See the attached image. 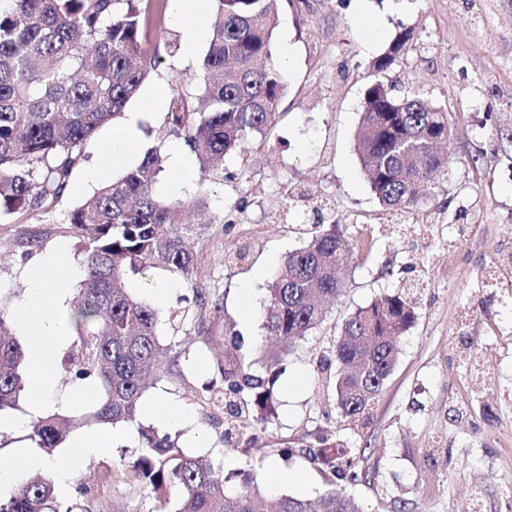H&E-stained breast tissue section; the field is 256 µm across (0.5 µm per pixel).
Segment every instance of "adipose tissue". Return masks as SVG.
I'll return each mask as SVG.
<instances>
[{"label":"adipose tissue","instance_id":"obj_1","mask_svg":"<svg viewBox=\"0 0 512 512\" xmlns=\"http://www.w3.org/2000/svg\"><path fill=\"white\" fill-rule=\"evenodd\" d=\"M171 3L177 23L185 29V47L194 49L205 33L207 0H171ZM138 134V114L133 111L125 127L103 145L98 158L89 166L87 181H96L112 167L127 162ZM77 275L76 264L64 251L41 257L29 279L25 298L16 310L26 359L29 411L35 416L41 415L49 405V394L57 379L56 360L69 340L61 305L66 288ZM112 439L113 433L108 428L91 429L72 438L65 466L52 474L58 495L69 493L74 471L109 447ZM45 469L42 451L28 444L16 445L10 457L0 461V487L14 485L22 476Z\"/></svg>","mask_w":512,"mask_h":512}]
</instances>
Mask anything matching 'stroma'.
Returning <instances> with one entry per match:
<instances>
[{"label": "stroma", "mask_w": 512, "mask_h": 512, "mask_svg": "<svg viewBox=\"0 0 512 512\" xmlns=\"http://www.w3.org/2000/svg\"><path fill=\"white\" fill-rule=\"evenodd\" d=\"M371 22L382 34L368 50ZM402 31L411 34L404 55L375 72ZM146 36L159 48L147 89L167 94L173 77L190 80L203 53H169L168 43L184 40L172 15ZM274 61L283 67L285 94L265 135L225 156L223 174L207 182L190 154V188H172L168 172L157 185L168 203L201 195L206 208L192 273L158 267L127 277L132 295L157 305L159 338L170 349L167 376L147 387L144 400L172 399L192 415L206 444L180 434L189 453L262 485L270 466L291 474V482L268 488L272 498L324 493L301 449L327 435L371 474L340 484L363 512H512V0H285ZM377 78L446 107L454 124L447 177L402 212L379 203L355 147L364 92ZM164 118L161 111L141 115L137 156L166 155L180 143ZM85 171L76 168L52 213L0 218V310L7 316L39 257L58 248L72 257L81 248L66 215L97 189ZM320 221L338 224L371 255L351 264L327 320L289 356L264 445L248 456L225 451L224 385L214 370L224 320H236L260 351L269 350L259 323H242L239 290L254 284L256 308L264 310L270 281L308 240L304 225ZM160 286L170 289L162 302L154 293ZM402 287L417 289L418 318L399 341V362L367 421L347 422L314 371L316 359L350 314ZM272 443L294 452L269 454ZM137 447V438L116 436L74 472L73 484L95 485Z\"/></svg>", "instance_id": "35a3bbf8"}]
</instances>
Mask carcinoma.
<instances>
[{
	"instance_id": "cac0c4a2",
	"label": "carcinoma",
	"mask_w": 512,
	"mask_h": 512,
	"mask_svg": "<svg viewBox=\"0 0 512 512\" xmlns=\"http://www.w3.org/2000/svg\"><path fill=\"white\" fill-rule=\"evenodd\" d=\"M168 0H0V216L49 213L68 191L84 145L121 114L155 69L145 28L163 17ZM211 38L195 90L172 86L166 124L195 155L202 176L248 139L274 124L285 85L273 61L281 0H210ZM402 32L374 68L387 70L404 51ZM448 136V110L417 94H394L376 79L365 91L356 135L361 168L380 204L416 206L444 176L448 157L432 143ZM164 172L160 151L97 190L67 214L82 238L83 271L68 312L72 343L61 364L78 386L94 383L99 397L82 415L37 418L29 438L51 454L66 434L87 425L138 426L136 456L120 460L97 487L126 485L149 500L148 512H264L265 494L245 473H224L154 428L144 426L147 380L163 379L164 346L158 310L135 299L128 272L162 265L188 274V242L201 233L177 212L199 209L200 197L176 205L155 194ZM355 251L331 224L315 225L307 244L288 254L270 283L264 336L275 340L263 370H252V344L226 322L224 359L217 370L232 417L221 440L277 415L278 381L297 341L327 317L325 303L345 289L339 271ZM416 320L410 293L384 295L347 317L317 364L333 383L345 419L362 417L382 392L399 360L397 339ZM26 394L25 353L0 310V413ZM302 454L319 470L326 492L319 500L282 494L275 512H362L338 482L361 478L341 441L322 437ZM47 476L23 478L0 496V512H72Z\"/></svg>"
}]
</instances>
